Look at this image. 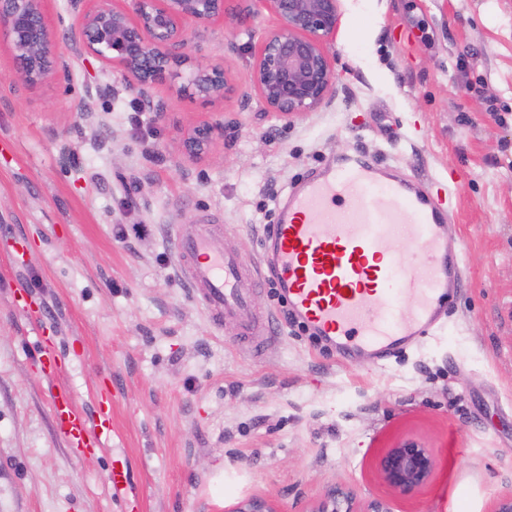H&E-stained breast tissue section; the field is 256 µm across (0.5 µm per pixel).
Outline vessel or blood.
I'll return each instance as SVG.
<instances>
[{"mask_svg":"<svg viewBox=\"0 0 512 512\" xmlns=\"http://www.w3.org/2000/svg\"><path fill=\"white\" fill-rule=\"evenodd\" d=\"M447 221L444 202L421 183L349 156L289 190L264 231L262 262L218 247L214 224L178 234V269L215 322L248 328L251 295L270 277L292 319L342 352L368 350L382 360L440 328L443 303L462 286V254L443 234ZM400 237L415 240L416 266L396 254ZM111 418L108 410L94 420L72 411L63 433L82 444Z\"/></svg>","mask_w":512,"mask_h":512,"instance_id":"1","label":"vessel or blood"}]
</instances>
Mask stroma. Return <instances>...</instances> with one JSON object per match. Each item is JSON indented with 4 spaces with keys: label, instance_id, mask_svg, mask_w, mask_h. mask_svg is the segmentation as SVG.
I'll return each instance as SVG.
<instances>
[{
    "label": "stroma",
    "instance_id": "1",
    "mask_svg": "<svg viewBox=\"0 0 512 512\" xmlns=\"http://www.w3.org/2000/svg\"><path fill=\"white\" fill-rule=\"evenodd\" d=\"M45 11V82L18 78L0 32V512H228L254 496L309 512L334 484L392 512H488L512 490V0H342L332 101L288 122L242 103L232 16L185 28L236 94L204 103L174 78L154 90L159 118L120 70L71 53L69 0ZM202 123L224 133L192 159ZM350 154L451 195L466 280L443 329L381 364L345 355L289 321L270 280L250 334L214 323L175 231L224 225L218 246L259 260L289 185ZM56 390L88 417L111 406L97 446L64 437ZM406 440L436 460L410 498L377 469Z\"/></svg>",
    "mask_w": 512,
    "mask_h": 512
}]
</instances>
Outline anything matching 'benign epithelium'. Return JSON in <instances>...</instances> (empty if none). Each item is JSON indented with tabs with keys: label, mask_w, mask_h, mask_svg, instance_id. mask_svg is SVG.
I'll return each instance as SVG.
<instances>
[{
	"label": "benign epithelium",
	"mask_w": 512,
	"mask_h": 512,
	"mask_svg": "<svg viewBox=\"0 0 512 512\" xmlns=\"http://www.w3.org/2000/svg\"><path fill=\"white\" fill-rule=\"evenodd\" d=\"M46 0H0V28L7 32L10 50L19 64L18 76L37 84L55 72L50 31L45 19ZM71 22L66 37L72 52L88 54L119 66L129 89L141 104L155 108L153 88L178 75L189 59V39L184 26L192 21L207 26L227 14L230 0H129L127 10L114 0H69ZM278 20L277 29L257 44L251 54V90L267 111L289 120L329 104L335 70L328 45L335 39L341 17L340 0H260ZM184 90L212 101L235 92L225 71L196 63ZM218 125L195 126L184 141L185 153L204 155ZM436 460L431 450L414 440L390 448L379 461L383 481L397 494L408 497L433 477ZM229 512H276L262 497L237 503ZM308 512H390L386 502L356 501L343 488L332 486Z\"/></svg>",
	"instance_id": "7a95c632"
}]
</instances>
